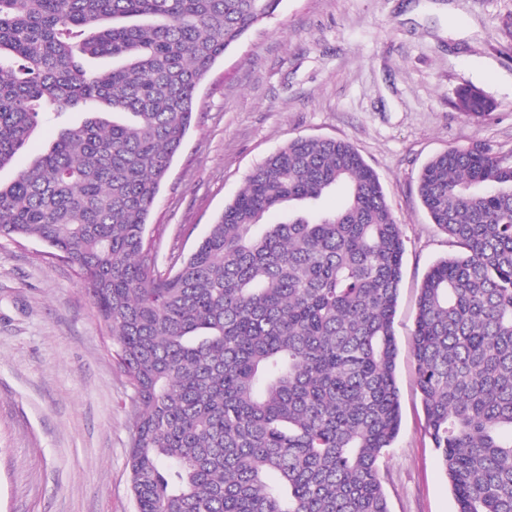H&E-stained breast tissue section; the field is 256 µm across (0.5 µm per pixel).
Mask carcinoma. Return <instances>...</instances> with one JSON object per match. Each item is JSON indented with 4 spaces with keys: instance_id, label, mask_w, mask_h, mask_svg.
<instances>
[{
    "instance_id": "1",
    "label": "carcinoma",
    "mask_w": 512,
    "mask_h": 512,
    "mask_svg": "<svg viewBox=\"0 0 512 512\" xmlns=\"http://www.w3.org/2000/svg\"><path fill=\"white\" fill-rule=\"evenodd\" d=\"M280 2L0 0V169L44 115L86 114L0 183V237L38 240L86 285L134 391L136 512H391L405 240L357 149L293 138L180 263L145 248L199 86ZM457 106L495 109L474 85ZM417 190L460 248L417 302L425 430L455 512H512V155L451 148Z\"/></svg>"
}]
</instances>
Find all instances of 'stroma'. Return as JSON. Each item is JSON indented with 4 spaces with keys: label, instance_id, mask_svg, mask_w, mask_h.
I'll return each instance as SVG.
<instances>
[{
    "label": "stroma",
    "instance_id": "1",
    "mask_svg": "<svg viewBox=\"0 0 512 512\" xmlns=\"http://www.w3.org/2000/svg\"><path fill=\"white\" fill-rule=\"evenodd\" d=\"M512 0H281L219 59L146 226L160 269L187 255L245 177L296 136L354 145L405 235L395 317L401 428L381 462L391 512H454L410 352L419 289L457 246L417 191L433 156L512 154ZM475 84L496 109L456 107ZM42 120L7 182L56 138ZM133 390L82 279L36 240L0 237V512H134Z\"/></svg>",
    "mask_w": 512,
    "mask_h": 512
}]
</instances>
